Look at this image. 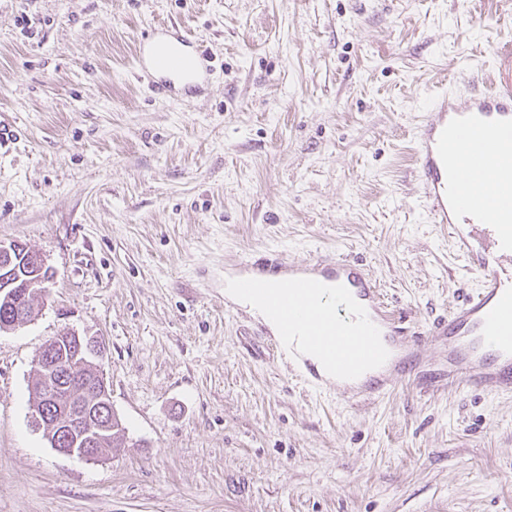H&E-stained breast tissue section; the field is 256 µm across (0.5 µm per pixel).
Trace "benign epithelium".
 Listing matches in <instances>:
<instances>
[{
    "instance_id": "benign-epithelium-1",
    "label": "benign epithelium",
    "mask_w": 512,
    "mask_h": 512,
    "mask_svg": "<svg viewBox=\"0 0 512 512\" xmlns=\"http://www.w3.org/2000/svg\"><path fill=\"white\" fill-rule=\"evenodd\" d=\"M46 269V260L26 245L0 243V302L13 310L11 319L0 322L1 330H10L27 320L28 304L21 290L35 292L44 287L48 282L43 277ZM72 339L89 341L76 354L84 363L93 356L103 357L101 341L95 336L67 329L48 340L37 359L41 392L33 400L34 415L58 452L96 461L117 415L100 368L92 366L89 377L73 369L68 360Z\"/></svg>"
}]
</instances>
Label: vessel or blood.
I'll return each instance as SVG.
<instances>
[{
	"mask_svg": "<svg viewBox=\"0 0 512 512\" xmlns=\"http://www.w3.org/2000/svg\"><path fill=\"white\" fill-rule=\"evenodd\" d=\"M180 31L157 27L135 47L144 71H162L161 90L202 95L208 89L205 53L186 52ZM469 148L448 163L449 137ZM512 139V46L496 54L494 76L482 90H441L419 127L413 156L433 223L446 225L457 252L478 279L446 318L426 333L410 332L386 309L376 284L350 261L318 258L298 266L278 253L244 259L238 291L262 299L280 332L302 337L306 354L293 360L309 382H322L316 361L354 378L374 361L379 339L410 344L446 336L449 382L512 392V165L498 166L503 138ZM494 175L481 179L480 174Z\"/></svg>",
	"mask_w": 512,
	"mask_h": 512,
	"instance_id": "b4317fda",
	"label": "vessel or blood"
}]
</instances>
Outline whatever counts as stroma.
<instances>
[{
  "mask_svg": "<svg viewBox=\"0 0 512 512\" xmlns=\"http://www.w3.org/2000/svg\"><path fill=\"white\" fill-rule=\"evenodd\" d=\"M209 54L151 91L137 41ZM512 0H0V242L55 273L0 332V512H512V393L448 385V340L379 398L313 386L224 304L249 256L361 264L403 326L478 278L431 223L412 155L439 85L480 87ZM99 337L121 420L100 461L32 416L37 356ZM190 40L176 29L157 27L149 40L135 47L139 68L143 71H163L167 77L158 83L159 89L174 94L202 95L208 90L206 55H188L185 47Z\"/></svg>",
  "mask_w": 512,
  "mask_h": 512,
  "instance_id": "1",
  "label": "stroma"
}]
</instances>
